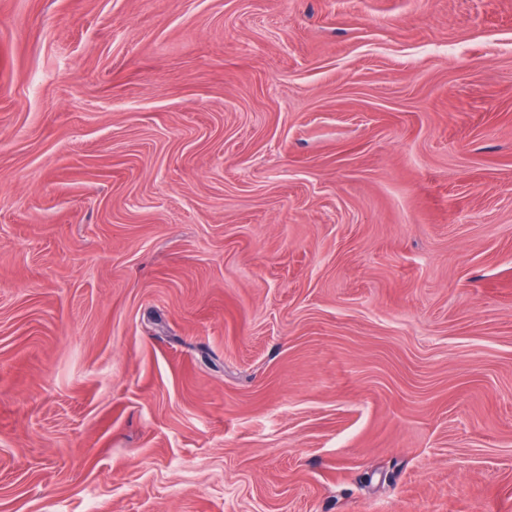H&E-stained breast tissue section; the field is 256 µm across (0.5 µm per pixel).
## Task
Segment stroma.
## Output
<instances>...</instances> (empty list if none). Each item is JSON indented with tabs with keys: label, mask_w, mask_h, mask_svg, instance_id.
Returning <instances> with one entry per match:
<instances>
[{
	"label": "stroma",
	"mask_w": 512,
	"mask_h": 512,
	"mask_svg": "<svg viewBox=\"0 0 512 512\" xmlns=\"http://www.w3.org/2000/svg\"><path fill=\"white\" fill-rule=\"evenodd\" d=\"M0 512H512V0H0Z\"/></svg>",
	"instance_id": "35a3bbf8"
}]
</instances>
